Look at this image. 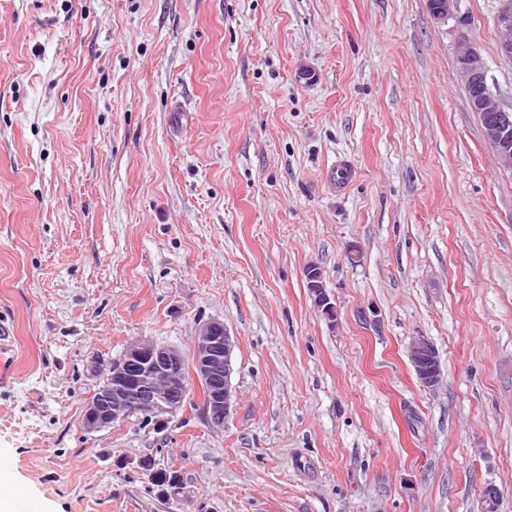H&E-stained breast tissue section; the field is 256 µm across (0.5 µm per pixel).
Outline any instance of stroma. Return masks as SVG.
I'll return each instance as SVG.
<instances>
[{
    "mask_svg": "<svg viewBox=\"0 0 512 512\" xmlns=\"http://www.w3.org/2000/svg\"><path fill=\"white\" fill-rule=\"evenodd\" d=\"M457 8L0 0L5 512H483L490 483L512 512V173L456 54L508 107L512 59L499 0ZM212 319L237 340L222 428L195 384L162 424L82 427L99 365L190 354ZM498 25L501 29L500 51L502 55L512 59V1L500 0ZM307 287L313 298L314 304L317 308L321 309L324 314L333 317L334 306L330 302V297L327 295L323 286V272L322 269L315 265H309L306 269ZM409 358L420 383L429 389L441 381V370L434 346L424 337L415 338L409 347Z\"/></svg>",
    "mask_w": 512,
    "mask_h": 512,
    "instance_id": "stroma-1",
    "label": "stroma"
}]
</instances>
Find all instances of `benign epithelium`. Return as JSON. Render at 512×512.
<instances>
[{
  "instance_id": "7a95c632",
  "label": "benign epithelium",
  "mask_w": 512,
  "mask_h": 512,
  "mask_svg": "<svg viewBox=\"0 0 512 512\" xmlns=\"http://www.w3.org/2000/svg\"><path fill=\"white\" fill-rule=\"evenodd\" d=\"M458 0H427L431 15L440 21L465 19L457 16ZM498 25L500 51L512 59V0H500ZM458 75L468 89L476 90L470 100L481 114L485 139L496 152L500 166L512 172V108H506L487 83L486 64L479 52L469 47L456 59ZM307 287L314 304L324 314L334 316V306L323 286L322 269L311 264L306 269ZM235 337L224 322L212 319L201 324L194 337L191 359L179 350L140 339L129 343L123 355L99 369L102 382L88 398L82 426L97 431L132 416L157 419L182 408L191 382L205 390L202 409L206 422L224 426L234 399L231 384ZM409 358L420 383L429 389L441 381V370L434 346L424 337L415 338Z\"/></svg>"
}]
</instances>
